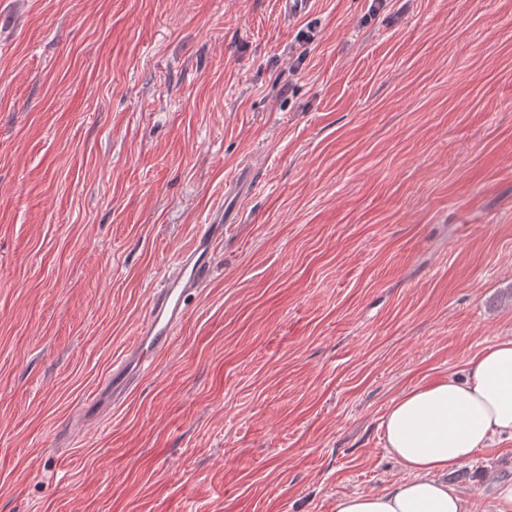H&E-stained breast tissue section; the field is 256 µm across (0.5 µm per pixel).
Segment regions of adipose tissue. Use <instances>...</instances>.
<instances>
[{"instance_id":"obj_1","label":"adipose tissue","mask_w":512,"mask_h":512,"mask_svg":"<svg viewBox=\"0 0 512 512\" xmlns=\"http://www.w3.org/2000/svg\"><path fill=\"white\" fill-rule=\"evenodd\" d=\"M381 428L407 478L382 492L342 496L335 512H470L467 498L443 476L493 440L512 439V339L485 350L464 378L394 398Z\"/></svg>"}]
</instances>
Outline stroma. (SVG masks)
<instances>
[{
	"mask_svg": "<svg viewBox=\"0 0 512 512\" xmlns=\"http://www.w3.org/2000/svg\"><path fill=\"white\" fill-rule=\"evenodd\" d=\"M244 165L169 348L70 432ZM510 287L512 0H0V512L383 491L392 399L511 339ZM504 482L507 440L448 474Z\"/></svg>",
	"mask_w": 512,
	"mask_h": 512,
	"instance_id": "stroma-1",
	"label": "stroma"
}]
</instances>
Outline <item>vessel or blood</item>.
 Listing matches in <instances>:
<instances>
[{
  "instance_id": "obj_1",
  "label": "vessel or blood",
  "mask_w": 512,
  "mask_h": 512,
  "mask_svg": "<svg viewBox=\"0 0 512 512\" xmlns=\"http://www.w3.org/2000/svg\"><path fill=\"white\" fill-rule=\"evenodd\" d=\"M230 221L226 210L216 211L209 224L203 226L193 243L179 255L163 287L156 289L150 299L149 315L128 352V361L113 365L106 380L85 408L87 418H95L126 394L134 380L133 373L127 369L128 362L143 365L148 357L158 355L168 348L174 328L186 315V299L206 279L211 268L214 243L223 234L225 224Z\"/></svg>"
}]
</instances>
